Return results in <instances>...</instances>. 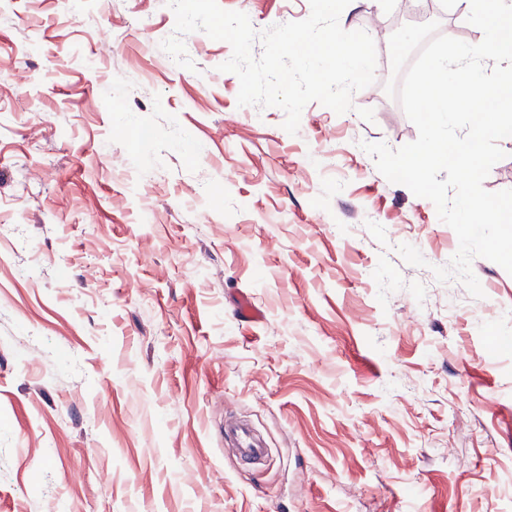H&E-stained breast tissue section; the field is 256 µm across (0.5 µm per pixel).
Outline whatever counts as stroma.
Masks as SVG:
<instances>
[{"label": "stroma", "mask_w": 512, "mask_h": 512, "mask_svg": "<svg viewBox=\"0 0 512 512\" xmlns=\"http://www.w3.org/2000/svg\"><path fill=\"white\" fill-rule=\"evenodd\" d=\"M407 9L347 6L376 80L293 136L238 105L227 42L185 35L191 70L161 49L167 0H0V512H512V274L437 282L456 233L362 148L418 136L385 91ZM419 11L483 38L454 0Z\"/></svg>", "instance_id": "1"}]
</instances>
